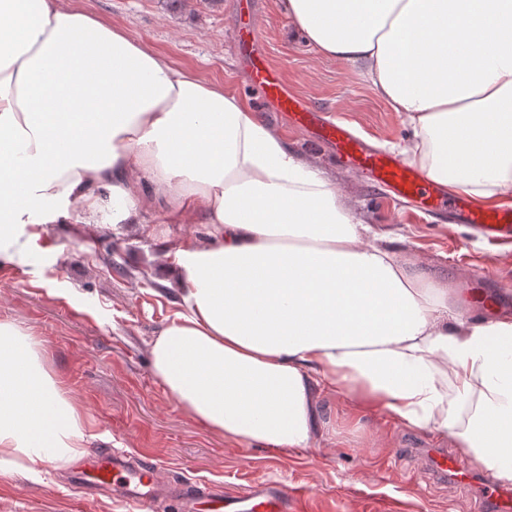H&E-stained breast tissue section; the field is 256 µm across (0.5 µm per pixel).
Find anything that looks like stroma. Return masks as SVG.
<instances>
[{
  "label": "stroma",
  "instance_id": "35a3bbf8",
  "mask_svg": "<svg viewBox=\"0 0 512 512\" xmlns=\"http://www.w3.org/2000/svg\"><path fill=\"white\" fill-rule=\"evenodd\" d=\"M79 9L116 26L178 69L221 83L251 106L247 64L234 31L236 0H75ZM259 36L292 88L320 110L350 120L381 148L407 135L401 117L371 90L358 68L321 57L295 29L280 0H253ZM289 146L310 158L342 193L353 214L394 238L397 249L447 275L475 313L472 298L512 310V244L491 245L463 224L406 212L361 171L339 164L332 150L293 129L286 116L265 115ZM45 224L24 262L0 261V322L38 344L45 369L79 407L86 459L106 448L151 456L164 483L197 482L234 491L255 482L301 488L305 512H486L476 487L435 478L421 446L456 448L457 439L359 411L333 393L318 399L326 437L310 448H245L225 443L184 410L154 376L149 344L178 310L166 286L164 249L203 241L199 224L173 223L145 209L137 223L113 225L104 206L98 223ZM42 480L0 483V512H134L111 492L84 494L72 466L40 467Z\"/></svg>",
  "mask_w": 512,
  "mask_h": 512
}]
</instances>
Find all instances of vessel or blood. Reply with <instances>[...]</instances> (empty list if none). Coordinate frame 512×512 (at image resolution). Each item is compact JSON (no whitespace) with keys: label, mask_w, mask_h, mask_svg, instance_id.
I'll list each match as a JSON object with an SVG mask.
<instances>
[{"label":"vessel or blood","mask_w":512,"mask_h":512,"mask_svg":"<svg viewBox=\"0 0 512 512\" xmlns=\"http://www.w3.org/2000/svg\"><path fill=\"white\" fill-rule=\"evenodd\" d=\"M236 39L249 53L248 83L263 105L282 112L297 128L311 131L329 145L339 162L369 174L374 185L393 198L414 202L434 210L449 212L461 224L496 241H512V208H488L470 197L450 194L430 181L418 168L398 157L368 146L348 125L326 118L309 99L296 95L272 66L261 44L256 27L238 30ZM433 475L458 485L480 482L483 501L493 512H512V489L487 477H476L466 461L443 448L425 451ZM74 472L82 486L91 491L109 489L139 512H152L161 497L172 499L186 512L206 505L209 512H300L303 493L298 489L262 484L230 494L197 483L163 488L156 478V465L147 456H133L112 448L102 450L89 466H76Z\"/></svg>","instance_id":"b4317fda"}]
</instances>
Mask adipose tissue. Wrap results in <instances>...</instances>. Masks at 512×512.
I'll use <instances>...</instances> for the list:
<instances>
[{"label": "adipose tissue", "instance_id": "ef3b65f1", "mask_svg": "<svg viewBox=\"0 0 512 512\" xmlns=\"http://www.w3.org/2000/svg\"><path fill=\"white\" fill-rule=\"evenodd\" d=\"M322 56L361 69L453 192L512 206V0H281ZM154 186L204 242L172 252L180 309L150 343L166 392L225 441L309 448L320 393L453 434L512 482V315L465 318L311 160L234 93L78 10L0 0V260L43 224L127 223ZM78 408L0 323V481L84 453Z\"/></svg>", "mask_w": 512, "mask_h": 512}]
</instances>
